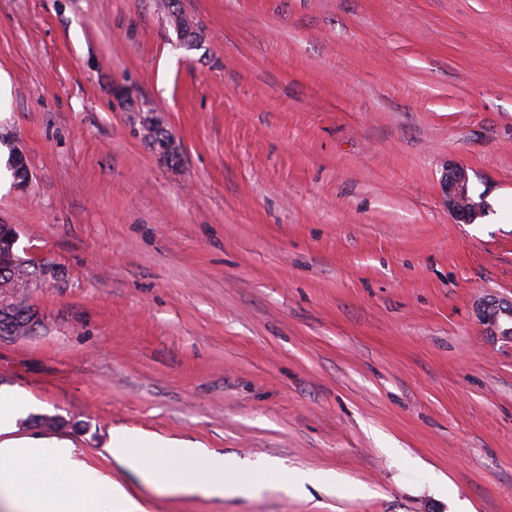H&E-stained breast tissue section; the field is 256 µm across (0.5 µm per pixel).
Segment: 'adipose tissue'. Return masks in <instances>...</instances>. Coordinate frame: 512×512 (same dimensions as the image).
I'll return each instance as SVG.
<instances>
[{
    "label": "adipose tissue",
    "instance_id": "adipose-tissue-1",
    "mask_svg": "<svg viewBox=\"0 0 512 512\" xmlns=\"http://www.w3.org/2000/svg\"><path fill=\"white\" fill-rule=\"evenodd\" d=\"M32 409L17 392L0 389V507L5 512H148L145 497L88 465L71 441L19 435V423ZM106 451L144 486L170 493L221 498L258 495L269 487L295 492L322 483L313 472L286 475L275 463H246L129 429L111 430Z\"/></svg>",
    "mask_w": 512,
    "mask_h": 512
}]
</instances>
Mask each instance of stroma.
I'll list each match as a JSON object with an SVG mask.
<instances>
[{"label": "stroma", "instance_id": "obj_1", "mask_svg": "<svg viewBox=\"0 0 512 512\" xmlns=\"http://www.w3.org/2000/svg\"><path fill=\"white\" fill-rule=\"evenodd\" d=\"M179 6L198 49L163 0H0V155L30 170L0 224L64 275L0 387L70 425L20 435L135 489L111 429L336 479L150 512H512V344L478 315L512 298V0ZM467 168L461 165L448 167L442 179V193L448 213L458 224H472L481 204L473 199Z\"/></svg>", "mask_w": 512, "mask_h": 512}]
</instances>
